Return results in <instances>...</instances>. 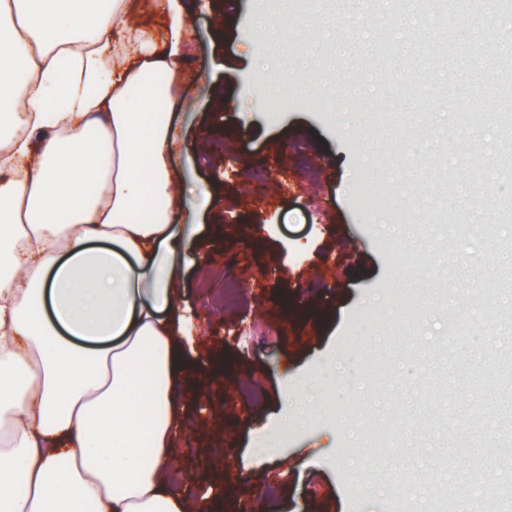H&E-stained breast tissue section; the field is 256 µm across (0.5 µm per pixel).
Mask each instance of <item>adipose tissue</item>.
<instances>
[{
  "mask_svg": "<svg viewBox=\"0 0 512 512\" xmlns=\"http://www.w3.org/2000/svg\"><path fill=\"white\" fill-rule=\"evenodd\" d=\"M0 0V512H191L186 0Z\"/></svg>",
  "mask_w": 512,
  "mask_h": 512,
  "instance_id": "obj_1",
  "label": "adipose tissue"
}]
</instances>
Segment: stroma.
Here are the masks:
<instances>
[{
  "instance_id": "stroma-1",
  "label": "stroma",
  "mask_w": 512,
  "mask_h": 512,
  "mask_svg": "<svg viewBox=\"0 0 512 512\" xmlns=\"http://www.w3.org/2000/svg\"><path fill=\"white\" fill-rule=\"evenodd\" d=\"M446 0H377L366 43L337 54L334 0H192L179 121V203L193 265L179 289L186 355L223 356L210 399L224 428L187 406L179 457L226 449L224 512H415L446 490L485 512L480 485L507 495L512 471V302L476 299L471 270L512 295V180L486 159L502 132L493 51L459 42L425 54ZM252 169L263 180H246ZM465 182L480 195L461 194ZM427 267L405 276L393 249ZM237 280L220 308L202 277ZM468 332L448 335L449 320ZM494 369L499 384L471 379ZM259 399L236 394L239 381Z\"/></svg>"
}]
</instances>
